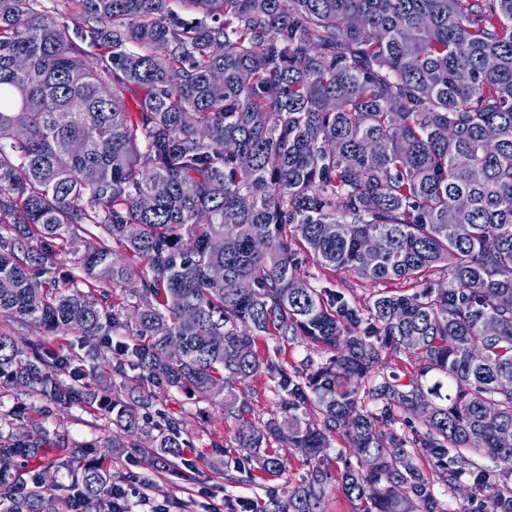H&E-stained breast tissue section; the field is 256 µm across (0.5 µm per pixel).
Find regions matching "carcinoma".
I'll return each instance as SVG.
<instances>
[{"instance_id": "obj_1", "label": "carcinoma", "mask_w": 512, "mask_h": 512, "mask_svg": "<svg viewBox=\"0 0 512 512\" xmlns=\"http://www.w3.org/2000/svg\"><path fill=\"white\" fill-rule=\"evenodd\" d=\"M36 2L0 0V318L47 338L0 330V391L64 413L108 366L107 447L134 435L165 464L187 441L149 421L148 386L228 415L266 372L288 417L237 411V447L272 473V437L315 464L254 512H321L338 433L365 512H440L423 454L512 512L475 462L512 472V0H70L74 33ZM306 262L424 289L363 307ZM266 335L330 357L291 373L255 352ZM378 336L408 381L368 378ZM397 417L422 430L377 429ZM18 421L0 413V512H112L101 464L45 490L94 444Z\"/></svg>"}]
</instances>
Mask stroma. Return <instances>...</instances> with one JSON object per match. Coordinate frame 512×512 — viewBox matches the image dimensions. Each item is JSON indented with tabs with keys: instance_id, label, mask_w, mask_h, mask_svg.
<instances>
[{
	"instance_id": "1",
	"label": "stroma",
	"mask_w": 512,
	"mask_h": 512,
	"mask_svg": "<svg viewBox=\"0 0 512 512\" xmlns=\"http://www.w3.org/2000/svg\"><path fill=\"white\" fill-rule=\"evenodd\" d=\"M319 279L323 286L342 291L359 303L368 302L372 295L378 293L410 295L415 291L414 286L402 282L366 281L348 270H327L320 273ZM276 385V378L265 373L239 383L240 399L245 404L244 419L258 423L284 421L286 413L275 392ZM158 397L163 409L183 421L189 442L183 460L190 465L189 477L183 480L155 471L147 463L145 450L128 448L111 460L114 485L127 484L129 475L135 474L150 480V497L170 504L186 503L189 512H209L211 505L223 502L227 497L238 504L283 494L287 487L300 484L313 466L301 452L282 447L274 440L269 450L281 456L285 471L272 475L259 470L256 461L237 448V423L225 416L220 406L211 401L188 400L173 391H159ZM60 430L68 440L88 441L101 446L111 439L114 428L95 409L76 406L62 417ZM218 441L223 443L227 452V461L223 464L217 463L211 455V445ZM237 467L253 471V480L238 484L229 482L225 477L227 469Z\"/></svg>"
}]
</instances>
